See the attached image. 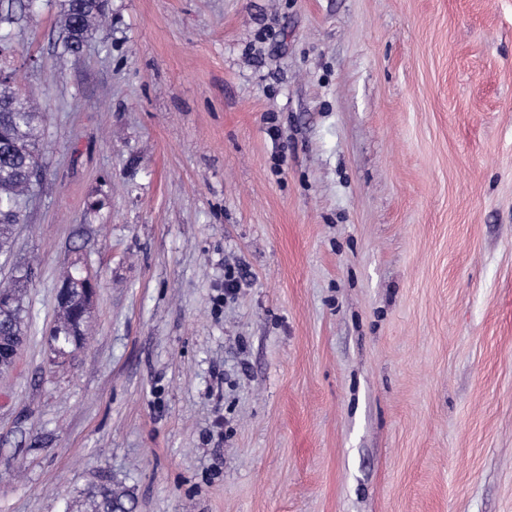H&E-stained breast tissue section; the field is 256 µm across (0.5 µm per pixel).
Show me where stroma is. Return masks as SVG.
<instances>
[{"label":"stroma","instance_id":"stroma-1","mask_svg":"<svg viewBox=\"0 0 512 512\" xmlns=\"http://www.w3.org/2000/svg\"><path fill=\"white\" fill-rule=\"evenodd\" d=\"M107 5L0 52L45 116L0 512H512V0ZM80 5V9L77 8ZM105 7L97 0H67L64 11V29L71 32L73 42L68 50L77 55L80 44L85 43L94 30V20L103 14ZM76 45V46H74ZM83 268L73 267L66 272L57 298L66 301L58 305V317L55 323V334L52 336L55 351L62 355H71L79 349L85 340V328L91 316L90 296L84 287ZM129 496L124 491L112 489L111 484H104L88 492L78 501L76 512H131Z\"/></svg>","mask_w":512,"mask_h":512}]
</instances>
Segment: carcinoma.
Returning <instances> with one entry per match:
<instances>
[{"mask_svg":"<svg viewBox=\"0 0 512 512\" xmlns=\"http://www.w3.org/2000/svg\"><path fill=\"white\" fill-rule=\"evenodd\" d=\"M100 0H67L64 29L71 32L68 45L77 54L80 44L94 30V20L103 14ZM43 114L36 111L27 96L7 81H0V253L9 248L13 227L24 221V208L30 187L25 171L39 164L37 145ZM31 279V269L15 276L11 294L13 303L0 304V334L24 341L32 329L33 317L24 305V287ZM66 301L58 305V317L52 340L55 352L70 355L85 340V328L91 316L90 296L84 287L80 267L66 272ZM129 496L104 484L88 492L78 501L76 512H131Z\"/></svg>","mask_w":512,"mask_h":512,"instance_id":"obj_1","label":"carcinoma"}]
</instances>
